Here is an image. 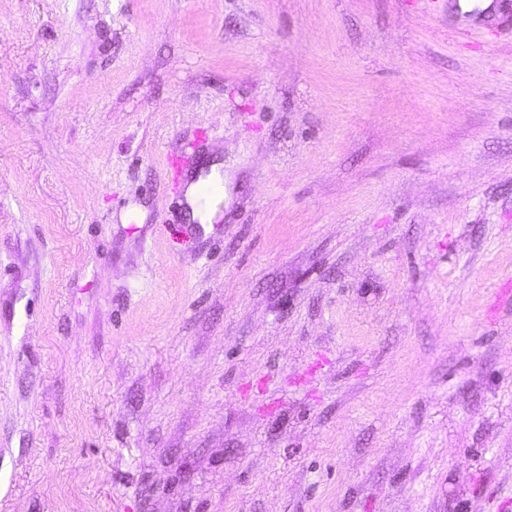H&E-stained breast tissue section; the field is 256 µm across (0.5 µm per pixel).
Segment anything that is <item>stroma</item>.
I'll list each match as a JSON object with an SVG mask.
<instances>
[{
    "label": "stroma",
    "instance_id": "stroma-1",
    "mask_svg": "<svg viewBox=\"0 0 512 512\" xmlns=\"http://www.w3.org/2000/svg\"><path fill=\"white\" fill-rule=\"evenodd\" d=\"M502 13L0 0V512H512ZM202 181L191 183L186 190V200L188 203L187 219L190 222L199 221V224H212L211 221L216 217L217 207L213 206L209 210H202L198 193V185Z\"/></svg>",
    "mask_w": 512,
    "mask_h": 512
}]
</instances>
